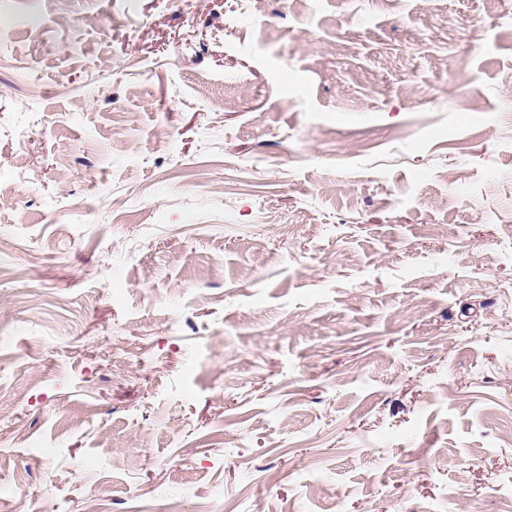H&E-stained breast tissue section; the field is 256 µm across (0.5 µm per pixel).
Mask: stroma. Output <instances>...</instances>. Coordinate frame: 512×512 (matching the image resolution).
Returning <instances> with one entry per match:
<instances>
[{
  "label": "stroma",
  "mask_w": 512,
  "mask_h": 512,
  "mask_svg": "<svg viewBox=\"0 0 512 512\" xmlns=\"http://www.w3.org/2000/svg\"><path fill=\"white\" fill-rule=\"evenodd\" d=\"M512 512V0H0V512Z\"/></svg>",
  "instance_id": "stroma-1"
}]
</instances>
